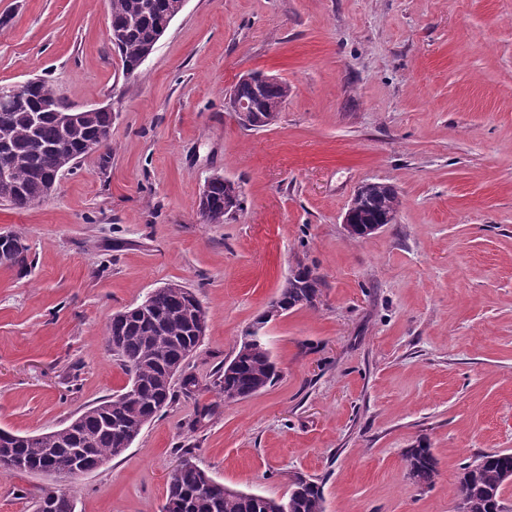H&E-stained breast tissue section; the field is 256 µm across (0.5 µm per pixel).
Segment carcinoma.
Returning a JSON list of instances; mask_svg holds the SVG:
<instances>
[{
	"label": "carcinoma",
	"instance_id": "obj_1",
	"mask_svg": "<svg viewBox=\"0 0 512 512\" xmlns=\"http://www.w3.org/2000/svg\"><path fill=\"white\" fill-rule=\"evenodd\" d=\"M181 12V0H110V27L116 35L112 45L118 52L123 72L132 76L143 64V56L153 51L169 23ZM45 80L29 89L22 106L0 102V143L14 160L11 180L0 184V201L16 209H26L52 194L58 174L87 155L86 145L98 140L109 143L113 114L109 109L90 113L69 129L60 126L57 113L71 106L57 101L45 110L42 93ZM233 100L252 103L249 126L262 128L272 122L288 99V84L267 82L261 74L239 81L230 95ZM400 204L398 192L383 183L368 184L354 196L350 218L355 224H390ZM203 209L210 221L222 224L226 217L242 210L238 184L222 176L211 180ZM0 265L25 276L31 268L29 246L22 236L0 242ZM321 279L303 264L287 278L276 300L258 318L265 325L297 306L313 305ZM206 311L196 295L180 284H168L147 294L138 305L112 315L107 347L122 362L130 384L126 390L136 395L125 403L109 405L110 398L97 401L77 416V432L63 427L38 442L16 438L9 442L8 454L17 465L8 473H31L44 463L75 478L98 467L97 458L73 456L69 448L77 435L94 439L98 455L117 457L126 451L123 434L138 435L148 417L172 403L176 367L184 393L193 392L195 377L184 366L202 340L206 328L200 321ZM277 377L275 364L266 351L241 346L231 365L218 371L213 387L226 401L247 398L266 388ZM408 477L420 486H430L437 475L430 449L420 445L405 454ZM512 474V452H484L463 467L456 500L469 505V512H503L500 497L508 475ZM290 512H323L321 487L301 476L294 478L287 498ZM168 512H280L278 500L224 489L194 461L192 449H181V461L172 471L166 490ZM45 512H75L74 499L62 492Z\"/></svg>",
	"mask_w": 512,
	"mask_h": 512
}]
</instances>
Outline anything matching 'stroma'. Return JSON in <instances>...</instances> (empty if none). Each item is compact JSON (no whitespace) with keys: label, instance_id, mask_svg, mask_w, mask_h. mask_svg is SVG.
<instances>
[{"label":"stroma","instance_id":"1","mask_svg":"<svg viewBox=\"0 0 512 512\" xmlns=\"http://www.w3.org/2000/svg\"><path fill=\"white\" fill-rule=\"evenodd\" d=\"M109 26V0H0V84L114 114L110 154L39 205L0 202L32 260L0 267V428L50 432L122 393L107 325L177 283L208 313L197 386L61 482L76 512H161L184 448L234 491L280 498L301 475L324 512H453L464 464L512 451V0H187L136 78ZM255 72L290 94L250 129L228 100ZM213 175L242 191L221 224L198 214ZM374 182L395 219L352 239ZM300 263L315 305L262 328L280 378L224 401L216 372ZM422 443L429 488L404 462ZM45 482L0 472V512H34ZM408 477L420 486H431L437 475L436 461L431 455L430 448L419 445L410 448L405 454Z\"/></svg>","mask_w":512,"mask_h":512}]
</instances>
